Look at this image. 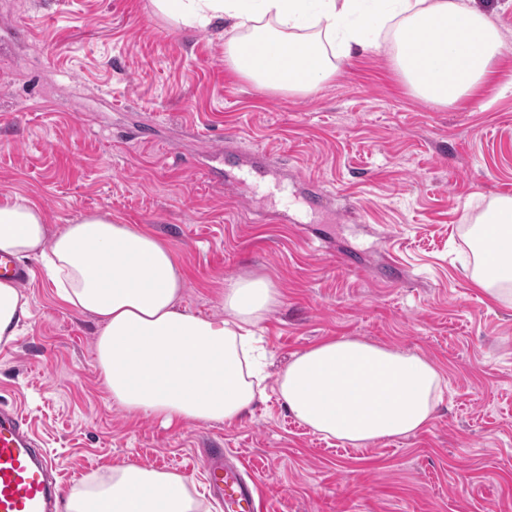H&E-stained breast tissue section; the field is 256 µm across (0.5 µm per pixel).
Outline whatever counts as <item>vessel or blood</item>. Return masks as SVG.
I'll return each instance as SVG.
<instances>
[{"mask_svg":"<svg viewBox=\"0 0 512 512\" xmlns=\"http://www.w3.org/2000/svg\"><path fill=\"white\" fill-rule=\"evenodd\" d=\"M49 470V460L25 423L13 411L0 408V512H54L57 487ZM206 472L233 512H251L252 491L228 467L220 449L207 454Z\"/></svg>","mask_w":512,"mask_h":512,"instance_id":"b4317fda","label":"vessel or blood"}]
</instances>
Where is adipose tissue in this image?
Masks as SVG:
<instances>
[{"label":"adipose tissue","mask_w":512,"mask_h":512,"mask_svg":"<svg viewBox=\"0 0 512 512\" xmlns=\"http://www.w3.org/2000/svg\"><path fill=\"white\" fill-rule=\"evenodd\" d=\"M186 28L225 25L224 62L263 90L306 95L340 62L380 49L413 95L442 108L488 81L501 35L473 0H152ZM475 285L512 303V197L490 201L472 230ZM0 253L38 261L58 297L97 324L96 364L112 401L165 424L238 420L262 396L256 328L279 292L265 278L224 285V314L182 305L184 275L161 239L106 212L79 215L49 234L42 210L21 196L0 201ZM27 299L0 280V343L13 341ZM445 380L410 352L355 338L296 353L278 378L291 414L328 438L364 446L416 433L434 418ZM178 473L127 464L89 475L64 512H200Z\"/></svg>","instance_id":"adipose-tissue-1"}]
</instances>
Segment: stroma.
I'll use <instances>...</instances> for the list:
<instances>
[{"instance_id":"stroma-1","label":"stroma","mask_w":512,"mask_h":512,"mask_svg":"<svg viewBox=\"0 0 512 512\" xmlns=\"http://www.w3.org/2000/svg\"><path fill=\"white\" fill-rule=\"evenodd\" d=\"M13 3L0 12V198L31 199L54 232L102 211L157 235L192 313L223 316L232 277L280 293L261 324L264 396L231 424L166 426L113 404L94 323L27 260L29 316L0 344V405L52 452L62 491L136 464L181 474L225 512L204 470L224 448L248 467L254 512H512V305L474 286L469 242L479 212L512 196V0H476L504 50L453 108L412 96L384 50L291 96L225 65L218 30L178 27L151 0ZM311 182L322 207L304 202ZM344 336L441 371L429 426L356 447L290 415L279 374Z\"/></svg>"}]
</instances>
